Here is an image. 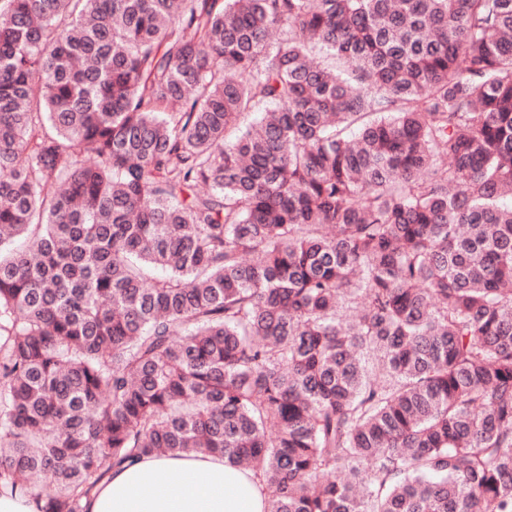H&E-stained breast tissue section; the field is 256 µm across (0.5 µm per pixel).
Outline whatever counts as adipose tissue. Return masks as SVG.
Returning <instances> with one entry per match:
<instances>
[{"mask_svg": "<svg viewBox=\"0 0 512 512\" xmlns=\"http://www.w3.org/2000/svg\"><path fill=\"white\" fill-rule=\"evenodd\" d=\"M85 512H264L250 471L223 456L144 455L112 468L83 501Z\"/></svg>", "mask_w": 512, "mask_h": 512, "instance_id": "adipose-tissue-1", "label": "adipose tissue"}]
</instances>
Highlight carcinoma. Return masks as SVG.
Returning a JSON list of instances; mask_svg holds the SVG:
<instances>
[{
	"instance_id": "carcinoma-1",
	"label": "carcinoma",
	"mask_w": 512,
	"mask_h": 512,
	"mask_svg": "<svg viewBox=\"0 0 512 512\" xmlns=\"http://www.w3.org/2000/svg\"><path fill=\"white\" fill-rule=\"evenodd\" d=\"M511 188L512 0H0V492L512 512ZM252 477L220 455H144L112 467L82 505L85 512H264Z\"/></svg>"
}]
</instances>
